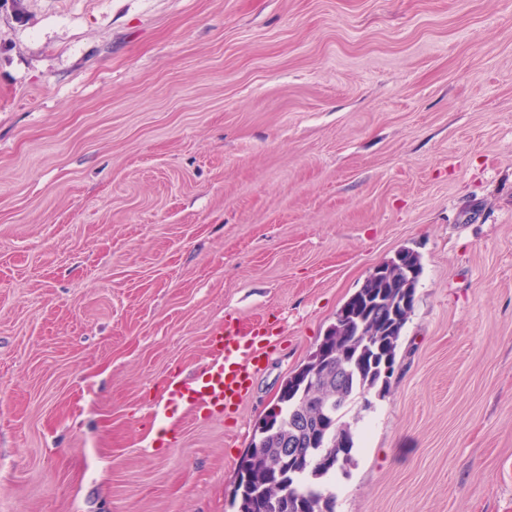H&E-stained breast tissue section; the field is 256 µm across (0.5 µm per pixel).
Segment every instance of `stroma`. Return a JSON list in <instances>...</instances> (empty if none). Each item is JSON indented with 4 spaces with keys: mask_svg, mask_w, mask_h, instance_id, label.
Masks as SVG:
<instances>
[{
    "mask_svg": "<svg viewBox=\"0 0 512 512\" xmlns=\"http://www.w3.org/2000/svg\"><path fill=\"white\" fill-rule=\"evenodd\" d=\"M421 256L336 512H512V0L0 5V512H232L373 268ZM231 419L165 409L225 317ZM274 335L273 330L261 322H253L243 333L233 319H226L224 330L214 335L217 337L211 346L209 367L191 383L172 380L167 407L191 404L202 411L220 413L239 406Z\"/></svg>",
    "mask_w": 512,
    "mask_h": 512,
    "instance_id": "1",
    "label": "stroma"
}]
</instances>
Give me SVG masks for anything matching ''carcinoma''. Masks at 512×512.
I'll return each instance as SVG.
<instances>
[{
  "label": "carcinoma",
  "mask_w": 512,
  "mask_h": 512,
  "mask_svg": "<svg viewBox=\"0 0 512 512\" xmlns=\"http://www.w3.org/2000/svg\"><path fill=\"white\" fill-rule=\"evenodd\" d=\"M416 292L417 283H379L357 289L340 308L346 318L332 325L323 343L327 354L318 364L316 381L308 389L292 379L271 412L278 428L268 431L259 423L250 448L241 458L236 479L244 512H336V494L324 492L314 481L353 462L355 433L346 416L362 407L366 395L378 390V366L385 354L396 363L401 335L383 333V315L400 302L403 286ZM324 403L332 429L323 433L321 421L307 426L303 397Z\"/></svg>",
  "instance_id": "obj_1"
}]
</instances>
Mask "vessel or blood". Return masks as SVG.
<instances>
[{
    "instance_id": "1",
    "label": "vessel or blood",
    "mask_w": 512,
    "mask_h": 512,
    "mask_svg": "<svg viewBox=\"0 0 512 512\" xmlns=\"http://www.w3.org/2000/svg\"><path fill=\"white\" fill-rule=\"evenodd\" d=\"M273 337V330L262 323H252L243 333L233 321H225L211 346L209 367L193 382L171 381L168 406L191 404L210 413L239 406Z\"/></svg>"
}]
</instances>
